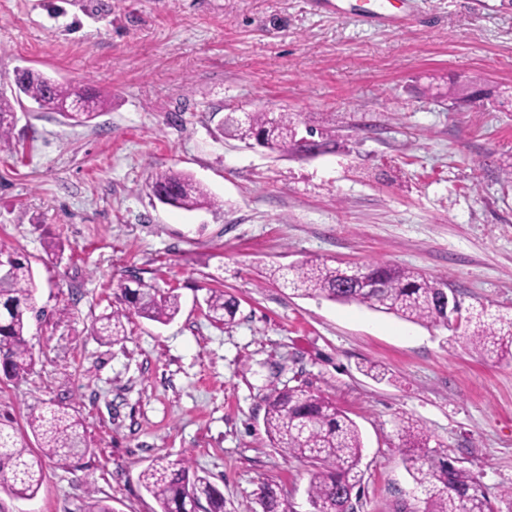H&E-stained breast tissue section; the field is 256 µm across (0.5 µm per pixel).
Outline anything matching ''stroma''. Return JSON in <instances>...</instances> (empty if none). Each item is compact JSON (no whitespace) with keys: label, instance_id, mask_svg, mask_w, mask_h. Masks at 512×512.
Returning a JSON list of instances; mask_svg holds the SVG:
<instances>
[{"label":"stroma","instance_id":"stroma-1","mask_svg":"<svg viewBox=\"0 0 512 512\" xmlns=\"http://www.w3.org/2000/svg\"><path fill=\"white\" fill-rule=\"evenodd\" d=\"M400 4L391 27L329 0H0V75L31 68L110 101L86 125L25 102L0 144V241L38 285L33 364L0 380V417L33 449L29 409L65 407L90 448L76 467L46 461L32 499L0 489V512H86L91 494L158 512L138 475L182 458L227 512H258L267 483L308 512L313 468L263 423L267 397L296 385L361 431L356 512H423L407 422L512 512V361L483 357L463 329L265 276L312 257L414 267L463 307L512 313V0ZM465 78L492 97L454 107L428 90ZM258 111L335 129L338 145L304 157L224 134L227 115ZM168 168L220 207L160 203L148 177ZM137 282L176 291L179 314H134L122 343L100 340ZM213 289L237 298L234 323L210 320Z\"/></svg>","mask_w":512,"mask_h":512}]
</instances>
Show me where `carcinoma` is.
<instances>
[{"label": "carcinoma", "instance_id": "cac0c4a2", "mask_svg": "<svg viewBox=\"0 0 512 512\" xmlns=\"http://www.w3.org/2000/svg\"><path fill=\"white\" fill-rule=\"evenodd\" d=\"M16 95L0 94V142H7L15 126V105L26 97L38 108L62 112L76 123H87L108 107V100L85 93L44 74L24 69L14 71ZM451 85L446 97L460 106L478 86ZM227 134L255 142L271 151L299 154L312 149L324 152L334 143L332 130L320 132L310 143L298 137V122L289 113L271 116L250 112L242 119L225 123ZM154 196L172 207L194 210L216 207L219 201L193 177L174 170L150 174ZM0 258L7 263L0 273V376H22L32 362L27 341L28 314L35 309L36 285L27 259L0 244ZM269 279L303 297H319L339 303H355L370 310L393 314L412 323L448 327L465 323V339L490 358L512 359V315H496L486 307L463 315L461 303H448L447 285L416 270L386 264L361 265L355 269L332 267L324 261L306 259L294 265L270 269ZM125 300L142 317L166 324L180 311L179 296L150 287L121 288ZM209 316L216 322H234L238 302L222 290H212L205 299ZM129 314L114 311L103 318L101 331L110 342L125 339ZM27 425L42 454L34 455L19 443L17 431L0 422V487L21 499L32 498L43 481V458L62 466L85 455L88 448L80 422L66 408H32ZM264 426L270 439L285 455L307 461L316 474L307 491L312 512H354L351 496L361 481L359 463L363 441L355 421L327 398L297 385L269 396ZM403 460L414 489L423 496L424 512H495V506L478 478L446 459L436 460L428 438L418 428L401 429ZM141 487L156 501L159 512H188L192 503H206L205 512H225L224 493L198 474L188 462L161 460L147 466L138 476ZM263 512H285L281 497L271 485L262 489Z\"/></svg>", "mask_w": 512, "mask_h": 512}]
</instances>
